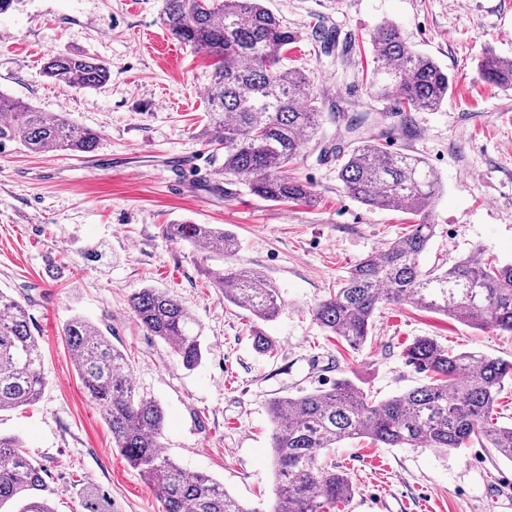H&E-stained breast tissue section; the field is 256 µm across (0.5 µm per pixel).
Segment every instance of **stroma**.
I'll return each mask as SVG.
<instances>
[{"mask_svg":"<svg viewBox=\"0 0 512 512\" xmlns=\"http://www.w3.org/2000/svg\"><path fill=\"white\" fill-rule=\"evenodd\" d=\"M265 5L297 33L288 64L309 75L320 98L322 127L294 169L315 193L310 204L270 202L219 175L224 153L202 136L213 60L174 40L160 0H19L0 15V90L100 134L86 155L0 146V291L25 307L46 379L39 400L0 414V433L19 437L46 470L56 512H88L95 502L112 512H162L77 376L61 334L75 315L128 354L137 389L162 406L165 453L260 512L274 497L271 399L326 390L343 377L375 398L400 396L426 381L404 357L419 336L512 361V333L410 304L379 307L356 350L311 316L353 264L414 222L346 193L328 149L353 147L360 137L387 140L441 177L422 268L451 266L478 247L512 262V90L478 75L486 52L512 59V0ZM385 22L448 73L451 88L437 110L396 113L393 98L373 87L369 35ZM320 25L335 34L332 50L314 36ZM53 52L109 63V83L89 90L55 83L42 71ZM359 112L370 120L350 133L347 119ZM168 224L230 232L235 264L279 288L277 318L261 323L225 301L214 282L225 258L166 240ZM97 246L102 259L86 261ZM147 287L175 296L198 321L205 355L196 369H184L137 325L128 298ZM257 327L274 340L272 352L255 350ZM328 458L353 488L329 512H512V461L478 442L446 452L345 439Z\"/></svg>","mask_w":512,"mask_h":512,"instance_id":"35a3bbf8","label":"stroma"}]
</instances>
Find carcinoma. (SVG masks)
I'll return each instance as SVG.
<instances>
[{"instance_id":"obj_1","label":"carcinoma","mask_w":512,"mask_h":512,"mask_svg":"<svg viewBox=\"0 0 512 512\" xmlns=\"http://www.w3.org/2000/svg\"><path fill=\"white\" fill-rule=\"evenodd\" d=\"M162 21L194 51L216 59L210 77L207 143L224 148L220 174L271 202H310L308 183L288 176L305 143L319 133L321 112L310 77L285 65L297 35L262 0H163ZM373 84L394 98L396 111L437 109L448 98V73L414 50L397 26L386 22L370 35ZM45 75L75 89H95L111 79L110 66L76 53L50 54ZM484 82L512 88V60L487 56ZM0 146L16 142L32 153H93L99 133L65 115L37 112L0 91ZM338 177L358 202L419 217L409 234L356 262L336 291L312 310L313 320L351 348L361 347L383 303H410L460 321L512 332V263L467 257L441 269H423L419 258L435 234L429 209L441 195L436 171L423 159L363 141L351 150L331 149ZM165 237L231 257L237 243L212 224H168ZM224 299L261 321L277 317L279 288L255 270L230 266L218 278ZM129 309L149 336L165 342L191 370L203 358L196 320L158 288H143ZM75 356L81 384L96 403L112 442L155 491L164 512H261L247 508L210 477L179 466L162 450L164 411L142 394L129 361L93 322L75 316L62 330ZM406 359L429 381L376 401L349 378L328 391L268 403L273 424L276 500L269 512H325L351 495L347 475L325 462L344 439L367 438L388 448H468L473 441L512 460V426L499 422L496 399L512 381V362L484 354L455 353L428 336L405 348ZM39 341L22 305L0 292V413L35 401L45 379L39 373ZM54 512L47 473L22 451L21 441L0 434V510Z\"/></svg>"}]
</instances>
